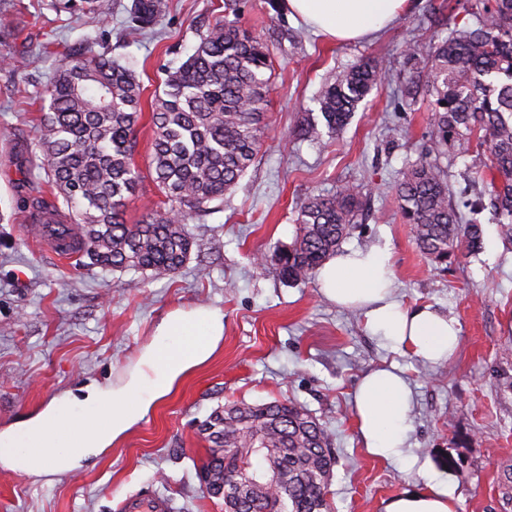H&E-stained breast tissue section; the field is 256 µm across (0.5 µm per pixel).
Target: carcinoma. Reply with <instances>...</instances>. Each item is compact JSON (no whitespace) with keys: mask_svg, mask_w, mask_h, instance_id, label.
<instances>
[{"mask_svg":"<svg viewBox=\"0 0 512 512\" xmlns=\"http://www.w3.org/2000/svg\"><path fill=\"white\" fill-rule=\"evenodd\" d=\"M169 0H131L128 34L167 14ZM216 21L191 53L165 70L162 92L150 101L153 136L148 167L165 197L136 224L124 220L139 192L133 133L142 118V87L127 65L99 53L68 58L45 90L35 134L47 185L63 205L43 204L34 224H53L90 264L113 271L173 275L189 259L187 221L224 201L255 162L272 81L268 44L236 18ZM475 26L448 16V34L405 50L419 71L407 93L434 98L432 132L424 153L395 179V198L418 251L438 265L477 253L482 229L477 205L454 201L446 159L474 150L476 172L504 238L512 243V0H466ZM382 65L360 60L326 79L319 97L329 132L348 124L359 103L385 78ZM365 194L351 183L333 195L313 194L297 210L293 242L271 259L291 282L315 278L358 223ZM210 444L204 472L227 485L242 470H278L274 490L253 487L243 512H330L326 479L336 464L329 434L295 402L242 404L214 411L201 424ZM264 448L256 460L252 449Z\"/></svg>","mask_w":512,"mask_h":512,"instance_id":"1","label":"carcinoma"}]
</instances>
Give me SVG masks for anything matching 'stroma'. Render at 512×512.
I'll return each mask as SVG.
<instances>
[{
  "mask_svg": "<svg viewBox=\"0 0 512 512\" xmlns=\"http://www.w3.org/2000/svg\"><path fill=\"white\" fill-rule=\"evenodd\" d=\"M52 0H0V431L50 400L92 382L121 378L172 312L208 308L224 316L211 357L112 448L73 471L51 475L0 464V512H118L129 494L154 493L173 512H224L199 469L208 444L200 422L225 403L294 400L328 431L338 464L328 488L332 512H381V505L427 481L447 485L457 512H512V243L489 212L476 254L440 268L416 249L394 202V177L428 142L425 101L402 88L406 46L445 36L444 0H410L389 28L357 42H333L269 0H240L241 21L267 41L273 61L264 145L218 211L189 221L190 258L173 275L105 271L76 256L57 258L29 231L33 204L50 199L31 151L41 95L61 50H89L129 64L151 100L160 72L185 60L199 34L224 13V0H169L170 11L142 35L127 34L130 0H100L58 12ZM362 58L386 80L349 124L322 139L302 137V117L319 111L323 78ZM142 118L135 162L141 192L126 220L136 223L162 198ZM364 184L359 224L344 248L379 246L392 258V297L407 309L432 306L456 319L461 343L430 363L373 334L363 314L326 300L317 282L289 283L260 252L289 245L296 210L313 194ZM396 366L413 402L400 456L367 453L353 394L361 377Z\"/></svg>",
  "mask_w": 512,
  "mask_h": 512,
  "instance_id": "obj_1",
  "label": "stroma"
}]
</instances>
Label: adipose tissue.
<instances>
[{
  "label": "adipose tissue",
  "instance_id": "obj_1",
  "mask_svg": "<svg viewBox=\"0 0 512 512\" xmlns=\"http://www.w3.org/2000/svg\"><path fill=\"white\" fill-rule=\"evenodd\" d=\"M407 0H286L304 24L335 41H356L393 23ZM390 253L380 247L350 251L323 263L320 291L337 305L363 312L367 327L418 358L445 361L460 343V328L430 307L403 308L390 296ZM224 335L223 314L176 311L158 327L136 365L116 383L90 384L52 399L36 416L0 432V461L27 473H63L99 456L134 426L177 381L204 363ZM411 389L393 368L366 373L353 394V409L366 451L397 455L408 428ZM383 512H455L438 483L384 502Z\"/></svg>",
  "mask_w": 512,
  "mask_h": 512
}]
</instances>
